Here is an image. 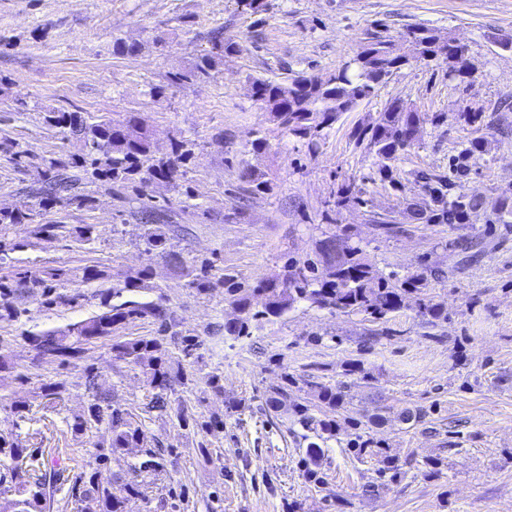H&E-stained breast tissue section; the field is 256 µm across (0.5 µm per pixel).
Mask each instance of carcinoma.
I'll return each instance as SVG.
<instances>
[{
  "label": "carcinoma",
  "instance_id": "carcinoma-1",
  "mask_svg": "<svg viewBox=\"0 0 512 512\" xmlns=\"http://www.w3.org/2000/svg\"><path fill=\"white\" fill-rule=\"evenodd\" d=\"M141 50L142 44L137 42L116 39L112 43L115 55L135 56ZM237 53L238 44L224 40L218 31L212 37L210 51L196 62L189 76L207 78L210 71ZM418 61L444 62L450 79L463 81L471 76L463 46L434 28L415 25L407 27L398 41L377 31L366 33L360 51L352 60L321 76L298 74L286 84L254 77L251 79L252 98L270 112L284 133L312 146L342 114L371 100L394 73ZM44 120L49 126L60 129L76 144L77 150L42 161L38 166V179L29 188L33 199L30 207L25 210L0 209V253L18 247L8 239L11 227L16 225L26 226V245L33 248L46 239L60 236L90 239L91 225L69 228L65 224L37 221L43 211L61 201L78 208L89 207L93 198L81 190L82 181L88 180L107 189L114 186L134 189L140 213L145 223L151 224L141 235L145 251L162 255L175 269H184L181 253L168 247L167 227L172 223L171 215L155 208L143 188L153 181L174 180L179 165L187 164L192 158L195 143L175 139L171 142L170 152L158 156L152 150L148 126L135 113L118 123H89L78 112L52 110L46 113ZM423 123L424 117L417 109L400 99H392L375 119L356 127V143L366 145L375 155V174L397 191L402 186L393 178L392 163L402 151L414 145L409 134L413 129L421 128ZM487 144L482 137L469 140L453 159L450 177L435 173L417 174L423 181V195L408 204L406 217L416 224H466L486 211L483 198L457 191L455 185L468 176L471 161L486 151ZM241 178L252 194H267L272 190L270 182L253 168L244 169ZM360 203L362 200L350 186L343 185L338 189L336 207ZM488 222L512 224L511 187L499 194ZM341 235L348 236V230H342L340 235L335 232L326 235L320 241L316 259L302 265H285L281 273L259 281L248 295L243 294L244 285L237 281L236 275L223 273L217 276L211 273L212 265L208 261L191 270L190 287L200 294L224 293V298L240 312L239 318L224 323V335L240 338L250 335L251 322L279 318L302 301L347 313H363L375 321L383 320L401 308L408 295L421 294L427 287L428 277L442 275V271L425 266L422 271L400 281L392 274L386 275L375 269L358 244L343 242L336 245V238ZM66 279L67 271L45 266L33 273H23L14 285L0 282V319L19 318L25 309L17 300L25 296L46 307L75 302L74 296L55 293L58 284ZM147 279L148 270L145 269L139 277L127 278L113 286L112 294L118 296L124 291L145 290L149 288ZM256 296L262 297L263 310L254 312L252 298ZM418 307L420 316L433 327L448 320L442 305L431 299H419ZM134 319L153 320L159 325L161 335L117 341L112 344V353L115 359L140 370L147 392L145 407L150 411H165L168 409V393L177 384H187L183 362L193 365L203 360V355L198 353L201 341L194 336L181 335L179 318L169 308L152 301L127 300L112 304L101 313L63 330L32 334L27 340L36 351L38 362L47 359L62 363L78 361L83 357L85 342L110 337L118 326ZM172 346L181 348L183 359L172 355ZM85 379L92 400L84 414L74 418L72 430L81 433L92 426H105V433L96 444L95 462L100 465L110 463L112 454L126 448L144 449V459L132 466L135 478L119 490H114L112 480L103 477L96 467L75 478L70 487L71 496L81 503H97L99 512H127L130 500L144 496L137 477L163 468L166 449L147 447L148 436L142 423L128 411L112 406L109 394L96 387L94 367L85 368ZM318 399L332 409L340 408L346 403V386L322 387ZM307 412L308 408L303 405L294 406L300 424L305 427L316 424L322 441L336 437L339 430L336 420L316 421ZM175 416L181 427L197 428L206 433L221 424L218 419L199 421L182 408L175 410ZM351 451L359 458L379 456L384 469H395L394 460L386 449L373 447L370 440L355 443ZM27 458L36 460L35 451L24 447L18 438L0 433V495L12 496L9 501L12 512H46L66 479L55 466L49 467L43 462L32 466L27 479H18L15 464Z\"/></svg>",
  "mask_w": 512,
  "mask_h": 512
}]
</instances>
